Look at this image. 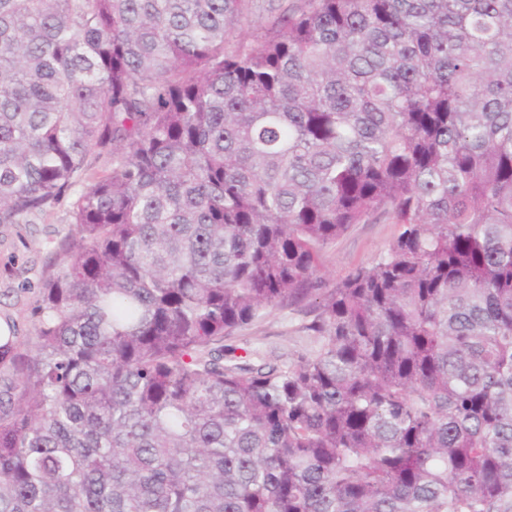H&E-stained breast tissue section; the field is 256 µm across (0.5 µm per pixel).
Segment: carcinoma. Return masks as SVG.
<instances>
[{"instance_id":"cac0c4a2","label":"carcinoma","mask_w":512,"mask_h":512,"mask_svg":"<svg viewBox=\"0 0 512 512\" xmlns=\"http://www.w3.org/2000/svg\"><path fill=\"white\" fill-rule=\"evenodd\" d=\"M253 2L0 0V224L82 186L0 512H512V0ZM301 304L313 354L224 345ZM395 233V225L380 220L355 224L331 244L322 258V270L330 283L343 279L353 268L371 261L383 251Z\"/></svg>"}]
</instances>
